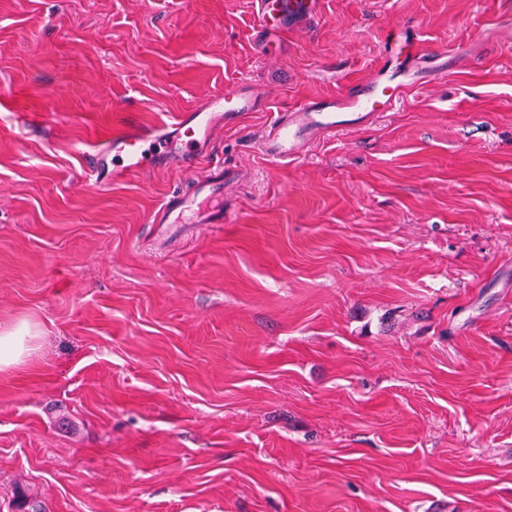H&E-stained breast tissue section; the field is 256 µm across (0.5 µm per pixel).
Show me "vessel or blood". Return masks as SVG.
I'll list each match as a JSON object with an SVG mask.
<instances>
[{
	"mask_svg": "<svg viewBox=\"0 0 512 512\" xmlns=\"http://www.w3.org/2000/svg\"><path fill=\"white\" fill-rule=\"evenodd\" d=\"M310 14L308 0H257L255 30L263 39L286 29L289 20ZM412 84L408 72L381 70L345 93L304 102L291 113H275L258 149L271 162H291L306 144L339 130L359 129L375 113L392 111ZM259 107L248 82L242 81L210 94L201 107L174 123L148 133L118 131L107 141L105 149L89 154V186L101 189L114 178L153 169L168 159L183 163L195 154L212 151L217 121L233 125L244 113L258 111ZM225 177L223 165L210 166L188 185L168 192L152 210L150 223L162 227L227 223L224 207L218 202L224 192Z\"/></svg>",
	"mask_w": 512,
	"mask_h": 512,
	"instance_id": "1",
	"label": "vessel or blood"
}]
</instances>
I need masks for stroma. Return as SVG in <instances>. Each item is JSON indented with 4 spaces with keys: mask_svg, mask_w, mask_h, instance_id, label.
I'll list each match as a JSON object with an SVG mask.
<instances>
[{
    "mask_svg": "<svg viewBox=\"0 0 512 512\" xmlns=\"http://www.w3.org/2000/svg\"><path fill=\"white\" fill-rule=\"evenodd\" d=\"M0 0V512H512V0ZM459 65L279 166L272 113L369 79L404 29ZM249 80L228 224L157 238L178 164L88 150ZM310 3L305 0H257L255 30L263 40L272 33L288 28V21L311 15ZM19 329L5 336H0V367L5 368L21 361L22 356L28 350V342L31 336Z\"/></svg>",
    "mask_w": 512,
    "mask_h": 512,
    "instance_id": "obj_1",
    "label": "stroma"
}]
</instances>
